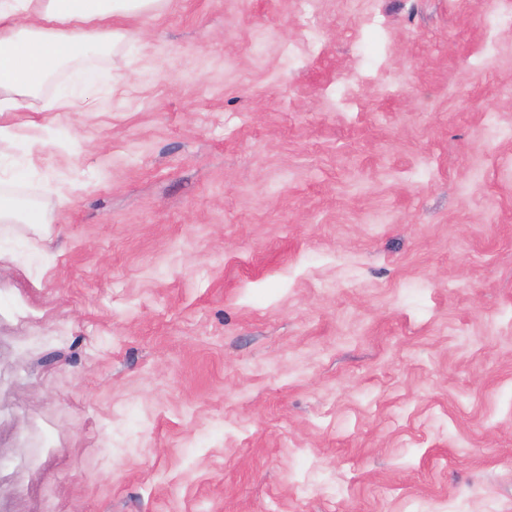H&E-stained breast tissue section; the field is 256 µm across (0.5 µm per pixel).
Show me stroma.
Segmentation results:
<instances>
[{
  "mask_svg": "<svg viewBox=\"0 0 512 512\" xmlns=\"http://www.w3.org/2000/svg\"><path fill=\"white\" fill-rule=\"evenodd\" d=\"M0 112V512H512V0H169ZM85 99L76 92L72 86L64 85L58 90L57 102L51 104L49 108H62L66 112H81L85 108ZM45 213L31 205L15 202L11 198H0V223L45 224Z\"/></svg>",
  "mask_w": 512,
  "mask_h": 512,
  "instance_id": "obj_1",
  "label": "stroma"
}]
</instances>
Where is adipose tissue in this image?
<instances>
[{
  "mask_svg": "<svg viewBox=\"0 0 512 512\" xmlns=\"http://www.w3.org/2000/svg\"><path fill=\"white\" fill-rule=\"evenodd\" d=\"M164 0H0V112H24L66 67H80L121 38L117 14L160 9Z\"/></svg>",
  "mask_w": 512,
  "mask_h": 512,
  "instance_id": "obj_1",
  "label": "adipose tissue"
}]
</instances>
